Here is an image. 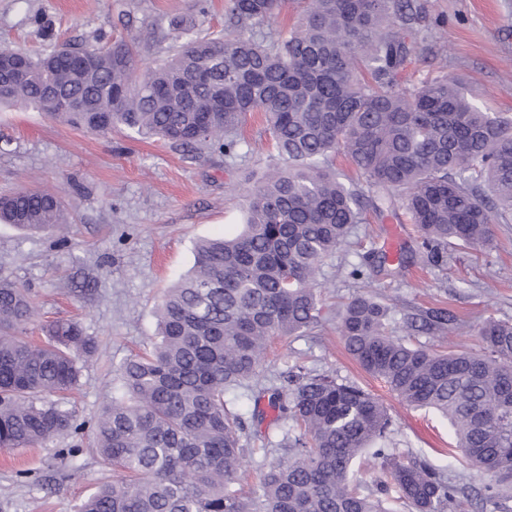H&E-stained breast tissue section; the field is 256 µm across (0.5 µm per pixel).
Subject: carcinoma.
Listing matches in <instances>:
<instances>
[{
	"label": "carcinoma",
	"instance_id": "cac0c4a2",
	"mask_svg": "<svg viewBox=\"0 0 512 512\" xmlns=\"http://www.w3.org/2000/svg\"><path fill=\"white\" fill-rule=\"evenodd\" d=\"M282 0H230L224 37H189L188 19L170 25L182 44L141 69L131 45L66 43L20 54L24 76L0 89V107L31 106L95 134L122 127L192 151L238 156V132L262 114L274 166L248 188L241 232L204 240L192 272L156 307L152 351L117 369L122 392L92 427L95 449L112 466L78 512H446L461 487L439 468L390 447L385 405L359 385L328 375L295 376L294 387H264L276 411L277 461L256 488H235L245 463L242 416L226 394L254 380L276 337L316 327L317 274L370 207L405 210L438 266L448 246L485 247L492 225L512 216V122L481 110L456 77L412 92L402 72L422 33L415 0H306L288 36L264 43L246 34L279 14ZM95 54L92 69L61 62ZM342 151L361 184L336 175ZM0 223L65 235L64 202L36 189L0 196ZM388 308L365 294L338 314L337 331L368 374L414 408L434 409L454 429L456 448L488 477L481 512L497 508L512 483V323L486 321L479 352L413 347L387 332ZM38 308L29 292L0 277V449L80 437L65 395L76 388L96 340L82 325L26 331ZM432 310L406 329L454 323ZM383 478L353 483L366 452Z\"/></svg>",
	"mask_w": 512,
	"mask_h": 512
}]
</instances>
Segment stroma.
<instances>
[{
    "mask_svg": "<svg viewBox=\"0 0 512 512\" xmlns=\"http://www.w3.org/2000/svg\"><path fill=\"white\" fill-rule=\"evenodd\" d=\"M426 36L403 74L413 90L433 78L462 77L484 111L512 121V0H422ZM228 0H0V48L33 55L56 44L125 38L140 66L173 53V18L191 15L199 36L223 34ZM40 15L53 26L44 37L32 23ZM275 160L267 149L237 161L219 152L193 154L171 143L122 129L93 134L51 120L25 106L0 109V194L36 187L64 199L68 241L0 223V275L30 288L41 321L78 320L98 347L82 371L75 404L80 419L93 421L119 390L117 366L148 352L157 333L154 311L163 295L194 263L196 241L237 234L242 196ZM399 228L398 260L368 266L363 280L351 278L363 254L384 253L391 228ZM320 323L294 336L274 339L259 385L287 386L295 365L307 372L352 381L387 407L390 440L398 453L427 460L465 495L449 512H479L484 478L455 450L447 419L403 404L379 379L348 355L336 332V312L357 294L372 295L388 308L387 328L405 334L412 317L441 308L465 323L418 332L414 346L478 348L477 329L486 320L512 322V217L493 227L486 248L455 246L436 266L419 247L414 224L367 212L346 245L320 271ZM406 335V334H405ZM233 409L247 426L243 489L255 486L275 454L264 440H278L269 426L266 401L240 394ZM112 470L92 449L60 437L37 448L0 452V512H76Z\"/></svg>",
    "mask_w": 512,
    "mask_h": 512,
    "instance_id": "1",
    "label": "stroma"
}]
</instances>
